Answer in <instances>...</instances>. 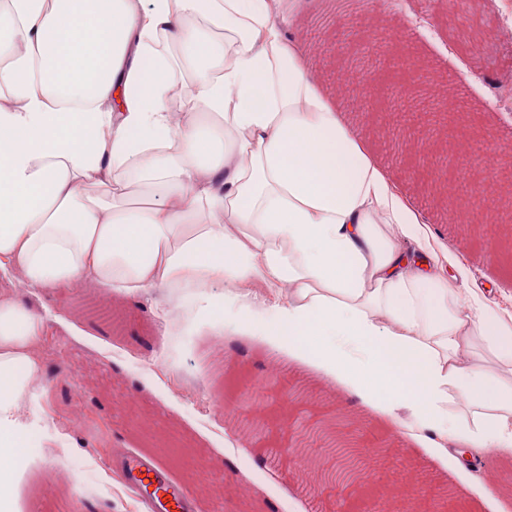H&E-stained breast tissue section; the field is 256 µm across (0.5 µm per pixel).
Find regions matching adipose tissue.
I'll return each mask as SVG.
<instances>
[{
	"instance_id": "1",
	"label": "adipose tissue",
	"mask_w": 512,
	"mask_h": 512,
	"mask_svg": "<svg viewBox=\"0 0 512 512\" xmlns=\"http://www.w3.org/2000/svg\"><path fill=\"white\" fill-rule=\"evenodd\" d=\"M283 0H6L0 497L45 397L19 288L190 289L204 324L299 351L439 447L512 455V313L435 236L323 90ZM180 88L194 109L166 106Z\"/></svg>"
}]
</instances>
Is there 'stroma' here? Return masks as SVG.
<instances>
[{
  "label": "stroma",
  "mask_w": 512,
  "mask_h": 512,
  "mask_svg": "<svg viewBox=\"0 0 512 512\" xmlns=\"http://www.w3.org/2000/svg\"><path fill=\"white\" fill-rule=\"evenodd\" d=\"M392 23L402 25L393 50H370L361 37L365 20L339 25L327 17V0H291L302 40H315L312 63L329 91H336L341 62L368 61L379 76L360 105L339 98L345 120L366 136L368 151L393 174L401 192L419 209L446 254L448 275L463 284L490 288L501 308L512 311V223L463 224L446 196L430 191L427 176H413L415 156L408 132L415 124L437 129L429 85L417 82L406 98L397 89L405 63L424 60L435 80L452 82L464 110L482 128L462 154L479 164L497 151L512 164V41L494 34L512 0H473L469 17L487 37L478 47L459 35L448 16V0H384ZM112 312L100 317L88 289L76 284L50 295L31 294L34 309L51 316L35 348L48 388L39 405L44 421L65 435L69 449L50 446L30 456L19 478L20 512H59L62 502H81L88 512H140L135 495L114 479L115 449L164 465L170 480L187 487L182 468L148 447L126 426L124 404L135 398L150 423L168 429L173 442L193 449L206 466L215 495H196L194 512H242L238 485L251 487L273 512H378L379 494L407 485L420 502L448 493L453 512H512V457L482 456L460 466L454 453L420 443L366 406L348 407L344 383L320 381L297 357L243 333L216 334L188 315V291L159 290L142 304L112 293ZM222 341L215 353L214 341ZM261 386L266 407L259 431L245 436L252 418L249 395ZM347 418L363 448L360 490L320 483L307 486L300 449L317 447L321 426ZM392 451L379 467L378 448ZM502 489L486 492L487 480Z\"/></svg>",
  "instance_id": "obj_1"
}]
</instances>
